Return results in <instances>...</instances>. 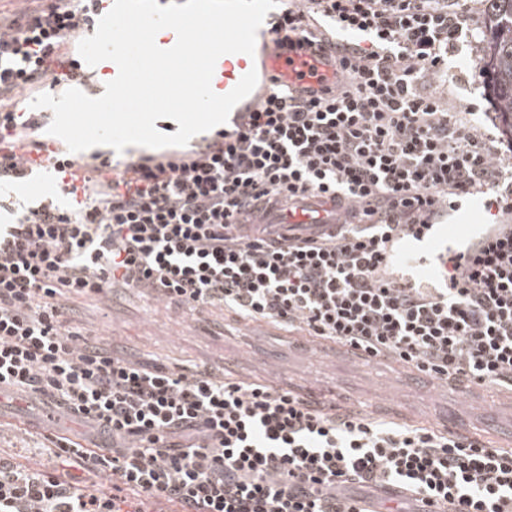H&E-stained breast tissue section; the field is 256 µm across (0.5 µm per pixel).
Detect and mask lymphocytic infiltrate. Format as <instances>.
<instances>
[{"label": "lymphocytic infiltrate", "mask_w": 512, "mask_h": 512, "mask_svg": "<svg viewBox=\"0 0 512 512\" xmlns=\"http://www.w3.org/2000/svg\"><path fill=\"white\" fill-rule=\"evenodd\" d=\"M97 0H40L0 21V185L26 154L73 161L35 138L47 113L17 95L66 85L48 65L88 28ZM477 0H287L276 44L336 41L333 95L271 94L164 159H80L71 208L5 202L0 224V391L57 398L98 448L58 439L53 474L0 463V512H352L355 487L394 492L402 512H512V450L463 434L330 413L270 384L149 369L108 353L67 316L70 296L141 288L189 312L333 340L439 383L512 388V133H487L451 103L448 60ZM315 192L337 222L259 223ZM482 194L498 219L442 254L437 288L390 272L395 245L427 236ZM116 478L96 490L102 472Z\"/></svg>", "instance_id": "1"}]
</instances>
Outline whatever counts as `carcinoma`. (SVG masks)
<instances>
[{
    "label": "carcinoma",
    "instance_id": "carcinoma-1",
    "mask_svg": "<svg viewBox=\"0 0 512 512\" xmlns=\"http://www.w3.org/2000/svg\"><path fill=\"white\" fill-rule=\"evenodd\" d=\"M480 66L492 89L503 127L512 132V0H495Z\"/></svg>",
    "mask_w": 512,
    "mask_h": 512
}]
</instances>
